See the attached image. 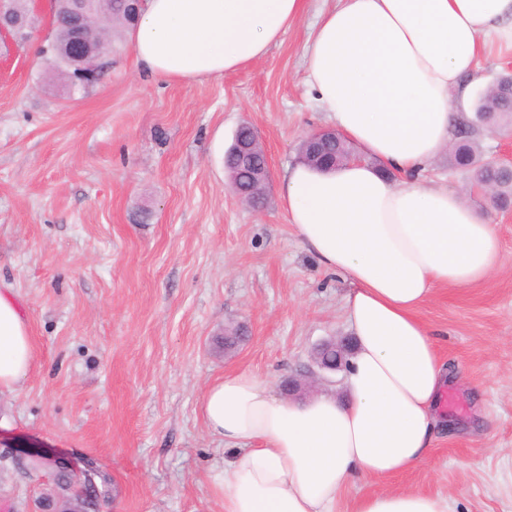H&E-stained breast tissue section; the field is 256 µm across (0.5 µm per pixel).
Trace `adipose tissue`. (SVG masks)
Instances as JSON below:
<instances>
[{"mask_svg": "<svg viewBox=\"0 0 512 512\" xmlns=\"http://www.w3.org/2000/svg\"><path fill=\"white\" fill-rule=\"evenodd\" d=\"M310 0H143L127 37L141 71L195 81L262 59ZM512 58V0H337L304 47L306 85L336 130L363 152L323 171L298 163L282 207L317 262L350 284L354 353L345 396L293 402L242 371L202 399L210 434L232 451L215 475L224 512H336L356 478L422 464L443 430L435 409L448 371L417 316L438 288H468L502 264L493 224L423 173L454 138L453 102L480 61ZM28 322L0 292V393L27 377ZM352 512H450L407 490L358 496Z\"/></svg>", "mask_w": 512, "mask_h": 512, "instance_id": "obj_1", "label": "adipose tissue"}]
</instances>
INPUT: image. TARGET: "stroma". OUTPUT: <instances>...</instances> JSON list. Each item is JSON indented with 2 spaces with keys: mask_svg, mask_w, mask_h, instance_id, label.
Segmentation results:
<instances>
[{
  "mask_svg": "<svg viewBox=\"0 0 512 512\" xmlns=\"http://www.w3.org/2000/svg\"><path fill=\"white\" fill-rule=\"evenodd\" d=\"M334 3L312 0L261 60L192 82L142 75L120 34L100 84L71 97L44 79L40 35L0 48V289L34 349L27 377L0 394V512H38L50 481L22 462L37 453L105 473L106 512H222L211 485L231 452L206 431V387L240 371L280 386L348 336L350 285L307 251L278 195L303 137L331 127L303 54ZM245 121L271 169L260 212L224 168ZM424 177L494 224L503 267L419 310L451 375L437 409L448 429L428 459L357 482L336 512L386 488L447 497L452 512H512V215L447 157ZM235 324L247 341L217 353L216 334Z\"/></svg>",
  "mask_w": 512,
  "mask_h": 512,
  "instance_id": "stroma-1",
  "label": "stroma"
}]
</instances>
